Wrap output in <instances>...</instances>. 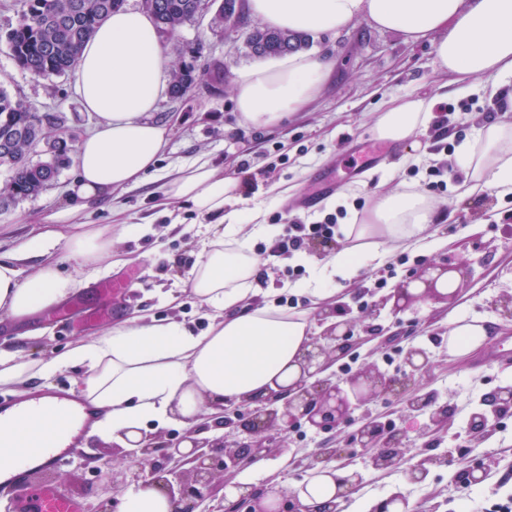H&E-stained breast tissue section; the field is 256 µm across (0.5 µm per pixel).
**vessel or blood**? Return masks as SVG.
<instances>
[{"label": "vessel or blood", "instance_id": "vessel-or-blood-1", "mask_svg": "<svg viewBox=\"0 0 512 512\" xmlns=\"http://www.w3.org/2000/svg\"><path fill=\"white\" fill-rule=\"evenodd\" d=\"M39 405L36 399L5 400L0 402V416L8 413L21 421L29 418ZM49 411L58 422V429L23 449L27 467L11 470L5 478L16 492L11 504L12 512H85L80 499L62 496L47 487L35 488L26 482L30 469L52 470L77 456L82 437L95 415L93 407L81 397L65 391L51 393Z\"/></svg>", "mask_w": 512, "mask_h": 512}]
</instances>
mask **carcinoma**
<instances>
[{
	"instance_id": "carcinoma-1",
	"label": "carcinoma",
	"mask_w": 512,
	"mask_h": 512,
	"mask_svg": "<svg viewBox=\"0 0 512 512\" xmlns=\"http://www.w3.org/2000/svg\"><path fill=\"white\" fill-rule=\"evenodd\" d=\"M82 8L70 9L74 2ZM27 10L16 27L5 34V42L17 65L36 77L61 76L77 62L84 44L93 36L97 24L123 8L125 0H26ZM160 12L153 14L157 28L173 35L196 19L205 0H158ZM300 33L255 27L245 38L253 57L265 58L297 52L307 47ZM199 75L194 63L173 64L171 95L178 99ZM55 112H32L20 100L0 88V166L12 170L9 182L0 191V207L20 197L36 196L52 184L60 170L71 162L70 141L61 132ZM55 131L54 149L39 162L30 161L31 142Z\"/></svg>"
}]
</instances>
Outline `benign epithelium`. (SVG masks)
Returning <instances> with one entry per match:
<instances>
[{
	"label": "benign epithelium",
	"instance_id": "7a95c632",
	"mask_svg": "<svg viewBox=\"0 0 512 512\" xmlns=\"http://www.w3.org/2000/svg\"><path fill=\"white\" fill-rule=\"evenodd\" d=\"M453 299L456 294L441 295L429 288L417 297L403 288L382 294L358 310L346 304L319 314L320 332L311 342L301 364L300 378L287 387L256 400H243L224 406L223 425L247 418L246 430L250 441L229 446L223 437L201 438L207 429L201 423L185 432L180 439L162 441L149 436L139 441H128L129 447L118 445L113 450L122 454L133 466L126 469L128 486H158L175 505V512H343V504L363 483V475L349 468L345 459L353 449L373 450L371 466L378 470H392L401 465L407 435L393 422L378 415L354 413L378 397L394 398L403 409L425 414L433 430L448 427L452 417L451 406L416 385L415 378L429 365V352L418 346L400 350L399 373L390 375L375 364H362L336 374L332 367L349 357L362 341L381 331L376 323L383 311L396 316L411 303L427 297ZM490 412L475 411L467 422V431L476 436L490 427L489 414L512 411V385L498 386L485 399ZM305 426L315 432H330L343 426L354 430L344 443L317 449L307 467L325 473L336 481V494L324 506L313 509L305 505L299 492L293 490H249L235 500H226L225 473L244 463L272 457L281 449L272 445L273 436L286 435ZM446 455H429L405 470L407 480L413 484L426 481L430 468L449 466ZM490 464L471 460L456 475L460 486L469 488L483 484L489 475ZM408 503L400 492H393L375 501L371 512H406Z\"/></svg>",
	"mask_w": 512,
	"mask_h": 512
}]
</instances>
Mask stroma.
<instances>
[{
	"instance_id": "stroma-1",
	"label": "stroma",
	"mask_w": 512,
	"mask_h": 512,
	"mask_svg": "<svg viewBox=\"0 0 512 512\" xmlns=\"http://www.w3.org/2000/svg\"><path fill=\"white\" fill-rule=\"evenodd\" d=\"M198 44L203 47L200 58L195 59L198 70L223 67V82L215 86L201 83L195 94L181 100H160L155 116L172 120L173 127L157 175L111 204L90 205L82 214L83 222L98 226L111 223V212L117 209L128 222L144 225V232L117 242L123 262L110 267L102 264L95 270L66 259V243L58 241L55 251L64 256L63 269L77 282L74 292L56 309L42 311L28 321L1 319L0 347L23 360L46 359L78 340L100 336L112 324L139 316H174L195 330H204L208 324L205 313L182 293L181 282L203 241L218 232V218L184 208L179 212V227H172L171 216L156 205L161 175L176 172L203 155L215 167L240 179L241 206L261 204L265 218L277 213L286 224L321 221L330 213L326 206L329 196L319 190L321 176L334 175L338 194L347 195L349 204L365 207L371 206L378 192L420 186V177L412 175L410 165L401 161L404 147L389 150L384 162L372 164L374 178L370 181L364 172L349 168L347 160L353 156L365 161L377 147L371 128L390 97L433 96L437 99L434 117L443 120L449 137L439 139L432 126L417 135L421 166H438L447 184L446 191L435 199L438 215L427 230L429 244L392 250L381 267L361 271L343 283L339 295L355 307L367 301L370 292L381 294L401 287L413 273L429 265L460 267L462 291L457 301L427 298L398 316L382 314V332L359 349L360 362L388 371L399 364L389 338L429 350L430 367L417 383L439 402L450 404L453 417L448 428L435 433L429 430L426 416H410L399 402L374 399L369 412L390 419L407 435L404 465L379 471L371 467L368 452L356 450L350 464L362 472L364 482L345 503L344 512H363L367 503L395 491L406 497L415 512H459L466 498L488 508L512 496V413L493 418L483 435L474 437L466 431L470 414L482 408L485 398L498 385L512 383V362L481 363L484 350L480 347L462 355L448 352V317L455 311L490 326L494 339L512 336V197L491 192L461 197L463 174L447 162L455 148L451 135L473 139L486 122H512V113L502 112L498 101L482 94L458 93L450 76L437 66L435 41L412 42L361 19L339 34L314 42V49L334 63L332 80L316 100L277 125L247 127L239 122L231 88L235 69L255 62L246 52L242 33L211 29L205 15L185 25L179 36L164 41L163 47L171 61L179 62L191 59L189 50ZM72 81L69 73L30 75L17 67L6 43L0 41V84L32 111L66 116L69 130L81 136L93 128L95 118L83 111ZM73 172V166L64 167L42 193L15 199L8 209L0 210L1 253L19 248L49 224L67 232L58 214L65 206L64 190ZM263 244L260 238L251 242L265 271L258 280L263 289L305 280L313 264L329 258L322 246L309 245L303 250V261L282 263L264 256ZM122 275L132 276L130 288L118 295L100 291V283ZM347 434L344 428L328 433L303 429L290 433L280 441L281 454L267 459L263 469L234 471L230 483L293 489L312 476L306 466L308 456L316 449L336 445ZM111 446V441L87 438L70 464L56 471H32L29 481L35 486L52 485L61 495L84 499L90 506L116 497L121 487H107L105 476L114 470L124 471L126 464L113 459ZM428 454L450 455L454 463L432 469L425 483H409L406 467ZM475 458L490 459L489 476L483 485L462 489L455 474Z\"/></svg>"
}]
</instances>
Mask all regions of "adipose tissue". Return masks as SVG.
I'll return each mask as SVG.
<instances>
[{
  "label": "adipose tissue",
  "instance_id": "adipose-tissue-1",
  "mask_svg": "<svg viewBox=\"0 0 512 512\" xmlns=\"http://www.w3.org/2000/svg\"><path fill=\"white\" fill-rule=\"evenodd\" d=\"M251 15L273 28L320 37L363 18L407 40L438 36L436 58L460 92L481 89L512 112V0H248ZM171 63L150 14L119 10L105 18L84 46L74 71L75 92L95 125L77 144L75 177L62 211L71 220L70 256L81 264L119 262L117 235L136 232L121 222L87 227L79 217L89 202H111L114 194L141 186L155 173L171 133L152 117L168 93ZM333 66L316 54L289 53L239 68L232 92L241 124L264 128L304 109L327 83ZM434 102L390 98L373 126L375 137L407 145L427 128ZM453 162L465 172L462 193L512 195V123L488 122L474 140L458 146ZM240 181L198 158L166 176L160 205L189 204L202 215H218L215 234L182 282L209 319L197 333L169 317H142L110 326L99 337L77 341L46 360H17L0 349V386H24L79 366L74 385L103 415L89 436L125 445L148 426L190 428L199 416L218 417L221 406L261 398L275 385L299 376L309 350L313 321L270 302L257 303L258 261L250 236L273 238L261 205L238 207ZM434 202L403 187L378 193L362 216L343 225L346 240L299 289L314 303L333 301L334 286L378 266L394 246H422L433 221ZM52 232L31 239L16 254L0 257V316L26 318L63 302L76 287L54 251ZM39 263L30 276L21 266ZM56 428L46 412L22 422L0 420V469L19 464V449ZM116 512H172L156 486L129 488Z\"/></svg>",
  "mask_w": 512,
  "mask_h": 512
}]
</instances>
